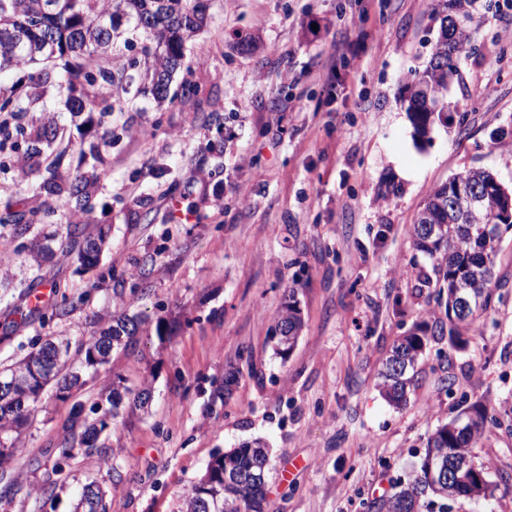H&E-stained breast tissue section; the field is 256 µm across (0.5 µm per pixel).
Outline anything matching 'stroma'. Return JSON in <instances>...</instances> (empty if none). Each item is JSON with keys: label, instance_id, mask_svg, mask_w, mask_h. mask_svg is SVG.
Listing matches in <instances>:
<instances>
[{"label": "stroma", "instance_id": "obj_1", "mask_svg": "<svg viewBox=\"0 0 512 512\" xmlns=\"http://www.w3.org/2000/svg\"><path fill=\"white\" fill-rule=\"evenodd\" d=\"M438 0H208L207 21L172 78L191 100L73 116L63 100L24 114L53 123L64 169L81 150L104 159L92 206L40 193L44 163L19 142L0 164V204L28 214L29 231L0 252V363L44 336L80 344L113 311L141 330L83 387L43 395L6 475L0 512H70L97 480L110 512H175L216 453L260 438L270 449L266 512H375L407 481L428 437L464 407L489 404L474 454L492 498L450 512H512V232L495 245L499 300L464 347L433 333L445 320L435 262L417 250L412 222L429 192L471 168L512 189V0H476L472 47L448 90V122L416 142L406 85L428 65ZM333 88L313 73L341 43ZM196 207L175 221L176 201ZM108 233L96 269L80 267L83 238ZM49 244L41 262L36 245ZM51 286L41 311L29 290ZM303 321L288 356L273 329L287 302ZM171 325L159 339L158 322ZM430 336L406 406L380 394L394 342ZM239 370L231 390L227 372ZM150 387L148 408L99 436L55 473L61 443L79 437L114 380ZM119 466L122 480L105 477ZM19 480L21 490L10 489ZM66 489L52 495V483Z\"/></svg>", "mask_w": 512, "mask_h": 512}]
</instances>
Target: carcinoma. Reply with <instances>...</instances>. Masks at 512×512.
I'll use <instances>...</instances> for the list:
<instances>
[{"instance_id": "carcinoma-1", "label": "carcinoma", "mask_w": 512, "mask_h": 512, "mask_svg": "<svg viewBox=\"0 0 512 512\" xmlns=\"http://www.w3.org/2000/svg\"><path fill=\"white\" fill-rule=\"evenodd\" d=\"M475 0H444L439 36L428 67L410 83L408 112L415 133L426 137L433 117H443L448 108V77L458 72L457 62L470 46L466 21ZM452 11L454 17L446 15ZM206 21L203 0H0V72L33 68L28 75L26 96L42 100L53 87L65 97L71 112H97L108 117L133 108L141 95H151L160 106L172 100V74L182 65L189 42ZM121 49L135 52L131 59L116 55ZM20 99L0 95V152L7 147ZM32 154L51 149L54 138L48 130L30 136ZM93 176L77 173L63 178L57 160L44 168L39 190L49 196L67 193L85 208L91 207L89 186ZM466 181L483 190L480 222L473 223L469 212L454 209L450 197L457 181ZM508 196L495 176L481 168L453 175L426 197L412 224L416 246L438 261L437 273L448 288V325H440L438 335L457 339L472 332L478 317L490 307L495 291L494 243L502 232L512 229L507 212ZM10 235H24L30 221L20 211L5 204ZM106 235L102 232L85 241L78 262L89 269L97 266ZM302 328L295 303L288 302L277 317V353L291 351ZM138 323L121 312L89 341L72 347L63 336L38 340L25 356L0 365V379L39 375L35 388L15 389L0 397V469L15 457L16 441L34 416L41 396L50 387L71 390L82 386V372L73 366L96 368L109 362L114 348L127 345L136 335ZM424 347V337L411 332L400 337L380 371L381 390L388 401L400 406L407 402L413 372ZM109 407L85 429L79 440L58 448L59 460H68L79 451L96 448L97 436L117 419L124 395L114 388L107 397ZM496 417L488 406L476 404L464 415L438 427L427 440L420 467L393 495L376 504L377 512H426L434 507L448 512V486L430 478V466L448 457L471 456L482 437L487 421ZM271 464L268 448L260 440L248 442L229 452L215 454L205 473L182 496L178 512H202L200 501L209 502L210 512H265V490ZM478 473L465 475L458 485L459 498L478 499L493 495L486 465ZM73 512H106L104 491L96 488L92 497L79 493Z\"/></svg>"}]
</instances>
